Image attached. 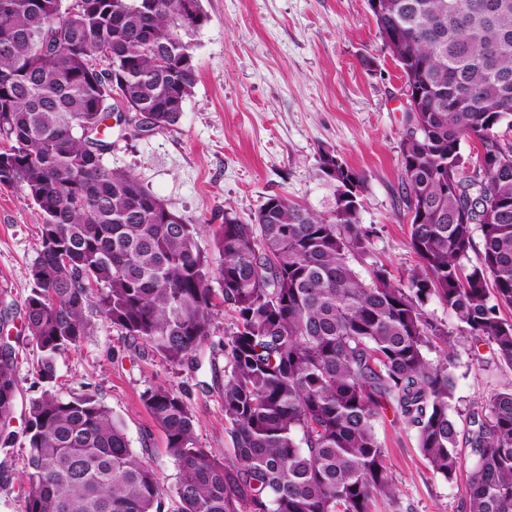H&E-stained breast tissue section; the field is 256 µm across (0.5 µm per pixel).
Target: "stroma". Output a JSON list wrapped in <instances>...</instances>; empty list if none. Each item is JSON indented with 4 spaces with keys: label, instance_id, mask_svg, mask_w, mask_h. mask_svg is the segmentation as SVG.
Wrapping results in <instances>:
<instances>
[{
    "label": "stroma",
    "instance_id": "obj_1",
    "mask_svg": "<svg viewBox=\"0 0 512 512\" xmlns=\"http://www.w3.org/2000/svg\"><path fill=\"white\" fill-rule=\"evenodd\" d=\"M202 6L207 20L190 37L198 82L180 124L135 135L113 127L108 164L132 171L199 224L227 209L249 220L273 195L328 211L333 188L318 171L321 155L333 153L367 177L359 218L377 230L374 261L405 276L417 258L408 247L401 202L404 78L382 45L368 0H202ZM40 224L21 187L0 188V346L12 350L18 381L7 423L16 444L0 451V512H25L24 430L32 400L48 389L64 397L93 394L174 500L178 469L143 394L163 386L181 396L197 419L200 447L232 457L223 399L228 319L217 317L196 361L179 367L147 346H131L90 306L89 336L57 354L56 379L45 382L23 314ZM451 372V413L460 422L512 381L511 366L466 340L455 346ZM378 437L396 496L378 499L374 512H461L467 466L450 483L435 476L414 431L390 412L378 424Z\"/></svg>",
    "mask_w": 512,
    "mask_h": 512
}]
</instances>
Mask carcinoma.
<instances>
[{"label": "carcinoma", "mask_w": 512, "mask_h": 512, "mask_svg": "<svg viewBox=\"0 0 512 512\" xmlns=\"http://www.w3.org/2000/svg\"><path fill=\"white\" fill-rule=\"evenodd\" d=\"M186 2L0 0V185L22 186L43 218L23 302L39 375L53 381L55 356L90 334L96 288L106 320L176 366L193 362L222 307L234 457L199 446L179 395L143 396L179 471L177 512H371L396 494L377 434L388 408L432 472L454 481L455 341L483 342L512 366V322L500 313L512 306V0H368L409 96L401 193L418 263L399 279L372 261L374 229L358 209L365 176L341 160L325 213L279 195L249 223L224 210L216 259L197 225L108 165L101 128L115 98L151 131L182 117L198 81L185 37L207 20L201 0L192 19ZM101 44L110 56L99 69ZM465 140L489 170L462 163ZM433 297L453 327L428 317ZM17 391L5 345L0 449L15 446L6 421ZM468 419L462 512H512V385ZM25 438V512H167L157 473L94 395L45 390Z\"/></svg>", "instance_id": "carcinoma-1"}]
</instances>
